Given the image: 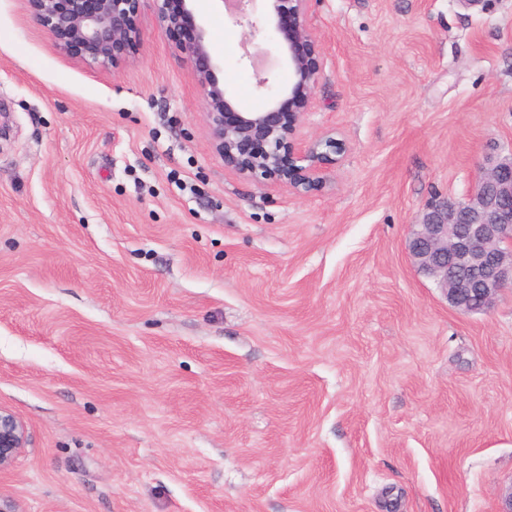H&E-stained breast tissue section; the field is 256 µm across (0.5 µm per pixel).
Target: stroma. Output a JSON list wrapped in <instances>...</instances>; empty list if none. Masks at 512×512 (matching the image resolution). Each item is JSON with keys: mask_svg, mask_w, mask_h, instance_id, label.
<instances>
[{"mask_svg": "<svg viewBox=\"0 0 512 512\" xmlns=\"http://www.w3.org/2000/svg\"><path fill=\"white\" fill-rule=\"evenodd\" d=\"M239 106L248 56L195 10ZM319 188L225 166L152 0L120 66L0 0V407L17 512H495L512 486V290L453 307L411 263L431 197L512 145V0H311ZM26 441L24 423L12 412L0 408V472L13 465Z\"/></svg>", "mask_w": 512, "mask_h": 512, "instance_id": "1", "label": "stroma"}]
</instances>
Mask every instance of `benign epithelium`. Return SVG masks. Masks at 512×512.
Masks as SVG:
<instances>
[{
  "label": "benign epithelium",
  "mask_w": 512,
  "mask_h": 512,
  "mask_svg": "<svg viewBox=\"0 0 512 512\" xmlns=\"http://www.w3.org/2000/svg\"><path fill=\"white\" fill-rule=\"evenodd\" d=\"M33 16L65 51L92 65H118L139 38L142 0H28ZM161 27L178 30L194 20V0H153ZM311 0H267L264 23L249 22L244 40L259 33L276 41L288 82L273 84L256 74L262 106L241 110L216 76L220 57L206 29L178 43L189 60L206 107L209 133L224 165L246 180L272 181L297 191L319 182L324 166L343 152L332 137L303 144L298 131L322 75V46L311 24ZM292 112L283 116L285 102ZM413 264L467 313L485 312L512 288V149L488 154L463 201L436 198L423 209L408 245ZM27 431L12 412L0 408V472L9 469Z\"/></svg>",
  "instance_id": "obj_1"
}]
</instances>
